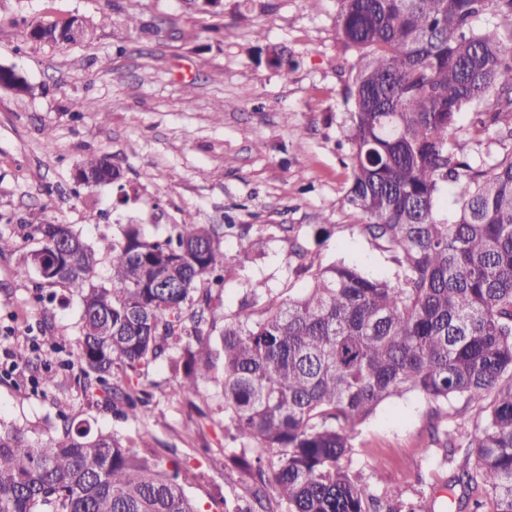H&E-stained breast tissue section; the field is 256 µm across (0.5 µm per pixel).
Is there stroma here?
Here are the masks:
<instances>
[{
  "label": "stroma",
  "instance_id": "stroma-1",
  "mask_svg": "<svg viewBox=\"0 0 512 512\" xmlns=\"http://www.w3.org/2000/svg\"><path fill=\"white\" fill-rule=\"evenodd\" d=\"M224 0V11L204 15L185 0H0V67L19 70L31 87L18 94L0 87V234L18 249L0 255V350L35 338L41 353L27 354L13 376L0 375V422L45 439L61 414L88 421L120 442L143 433L150 447L175 449L186 493L202 512H233L248 498L250 480L229 459L244 446L232 440L222 389L200 381L197 405L173 394L167 362L140 379L149 396L145 420L121 417L103 397L85 394L67 352L79 335L80 300L60 286L32 298L18 277L23 254L39 249L32 228L68 224L96 247L122 238L128 224L161 239L172 225H233L224 234L226 275L214 292L215 323L251 300L262 284L272 296L301 295L311 268L335 262L395 279L390 255L356 228L360 217L345 202L350 146L342 93L356 52L336 30L338 0ZM137 15L149 33L129 29ZM83 17L94 37L58 47L26 36L36 20ZM277 46L296 60L282 79L257 47ZM107 104L109 118H76L74 99ZM496 97L459 117L455 139L480 169L512 153L496 130L478 136L484 114L499 111ZM107 157L124 174L122 186L72 194L74 169L88 155ZM262 252L247 251L249 238ZM53 373L50 387L31 392L28 381ZM432 404L408 394L383 405L353 442L349 466L374 494L404 500L422 512H444L449 477L441 456L423 457Z\"/></svg>",
  "mask_w": 512,
  "mask_h": 512
}]
</instances>
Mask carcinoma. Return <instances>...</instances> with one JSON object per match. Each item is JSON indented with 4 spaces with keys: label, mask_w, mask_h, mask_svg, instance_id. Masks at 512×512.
<instances>
[{
    "label": "carcinoma",
    "mask_w": 512,
    "mask_h": 512,
    "mask_svg": "<svg viewBox=\"0 0 512 512\" xmlns=\"http://www.w3.org/2000/svg\"><path fill=\"white\" fill-rule=\"evenodd\" d=\"M336 27L358 53L345 87L350 182L345 201L356 228L392 254L396 280L369 277L333 263L312 273L297 298L253 299L224 321L220 347L211 345L210 289L223 282L218 228L175 224L148 240L136 224L109 251L110 285H96L98 250L68 224H39L42 250L23 257L16 274L47 254L57 269L35 283L80 296V336L68 352L84 390L101 389L125 417L145 413L139 384H112L120 367L138 377L166 361L182 374L174 394L200 397L198 378L221 371L224 409L240 439L273 454L231 462L253 479L259 512L273 500L289 512H417L384 506L362 473L345 464L361 426L388 400L408 392L435 404L452 399L477 413L467 446L458 429L433 423L421 453L443 451L460 487L458 512H512V156L473 170L454 140L458 117L491 94L512 109V49L497 32L478 30L486 13L512 16V0H338ZM77 22L32 23L31 39L57 45ZM288 78L293 62L267 49ZM0 86L25 92L24 78L0 67ZM74 112L105 121L106 105L78 99ZM77 172L98 177L79 187L122 180L119 167L89 155ZM457 184L448 219L440 200ZM0 512H200L150 448H131L112 435L60 416L37 445L0 423Z\"/></svg>",
    "instance_id": "1"
}]
</instances>
